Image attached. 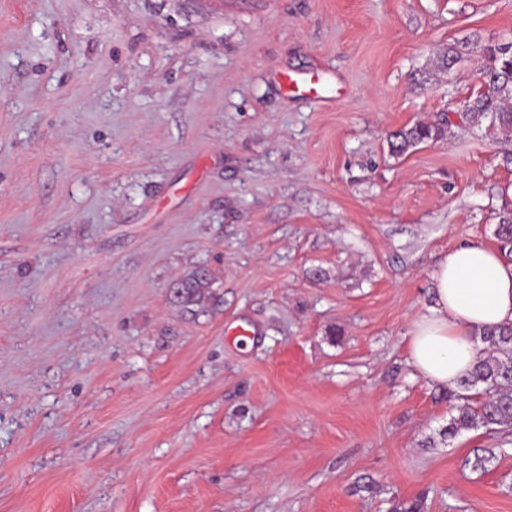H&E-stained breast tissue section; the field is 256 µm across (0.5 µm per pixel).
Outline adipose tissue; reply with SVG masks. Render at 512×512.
Returning <instances> with one entry per match:
<instances>
[{
  "label": "adipose tissue",
  "instance_id": "adipose-tissue-1",
  "mask_svg": "<svg viewBox=\"0 0 512 512\" xmlns=\"http://www.w3.org/2000/svg\"><path fill=\"white\" fill-rule=\"evenodd\" d=\"M433 280V306L411 323L408 364L430 383L454 389L482 352L477 330L512 323V263L468 242L437 261Z\"/></svg>",
  "mask_w": 512,
  "mask_h": 512
}]
</instances>
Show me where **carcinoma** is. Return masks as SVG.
<instances>
[{
    "instance_id": "carcinoma-1",
    "label": "carcinoma",
    "mask_w": 512,
    "mask_h": 512,
    "mask_svg": "<svg viewBox=\"0 0 512 512\" xmlns=\"http://www.w3.org/2000/svg\"><path fill=\"white\" fill-rule=\"evenodd\" d=\"M489 65L480 69L487 90L467 103L470 120L478 124L490 116L499 130L512 131V49L500 44L487 48ZM444 135L441 127L416 123L392 134L394 153L403 154L420 144L435 143ZM495 236L501 250L512 255V211L500 215ZM214 278L206 267H198L177 281L170 300L195 315L210 295ZM487 354L461 380L460 391L450 398L460 401L457 415L445 431L451 438L464 430L483 428L488 432L512 431V324L481 333Z\"/></svg>"
}]
</instances>
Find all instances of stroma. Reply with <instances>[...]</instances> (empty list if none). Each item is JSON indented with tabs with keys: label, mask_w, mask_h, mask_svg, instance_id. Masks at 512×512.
<instances>
[{
	"label": "stroma",
	"mask_w": 512,
	"mask_h": 512,
	"mask_svg": "<svg viewBox=\"0 0 512 512\" xmlns=\"http://www.w3.org/2000/svg\"><path fill=\"white\" fill-rule=\"evenodd\" d=\"M510 41L512 0H0V512H512V437L406 361L512 210L466 113ZM443 135L444 131L439 126L416 123L392 134L394 141L391 142V147L395 154L401 155L420 144L435 143ZM214 278L206 267H198L185 278L178 280L170 300L191 315L197 314L210 295Z\"/></svg>",
	"instance_id": "1"
}]
</instances>
